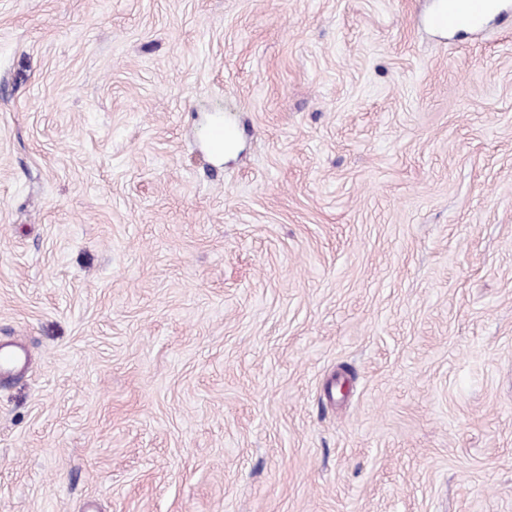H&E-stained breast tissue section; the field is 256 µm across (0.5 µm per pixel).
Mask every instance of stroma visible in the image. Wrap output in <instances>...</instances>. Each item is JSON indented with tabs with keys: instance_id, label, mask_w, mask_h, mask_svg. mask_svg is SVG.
Returning a JSON list of instances; mask_svg holds the SVG:
<instances>
[{
	"instance_id": "1",
	"label": "stroma",
	"mask_w": 512,
	"mask_h": 512,
	"mask_svg": "<svg viewBox=\"0 0 512 512\" xmlns=\"http://www.w3.org/2000/svg\"><path fill=\"white\" fill-rule=\"evenodd\" d=\"M431 3L0 0V512H512V25ZM503 1L443 0L428 17V23L440 30L468 28L474 32L483 30L491 15L499 19L510 17L512 23V10L509 13L504 9Z\"/></svg>"
}]
</instances>
